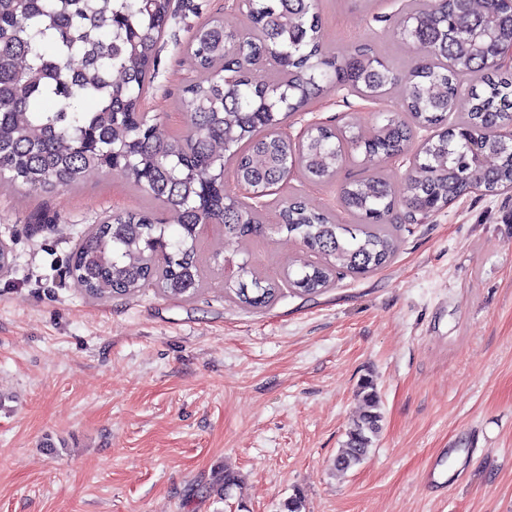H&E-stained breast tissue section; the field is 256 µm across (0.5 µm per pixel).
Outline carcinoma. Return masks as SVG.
I'll return each instance as SVG.
<instances>
[{
	"label": "carcinoma",
	"instance_id": "1",
	"mask_svg": "<svg viewBox=\"0 0 512 512\" xmlns=\"http://www.w3.org/2000/svg\"><path fill=\"white\" fill-rule=\"evenodd\" d=\"M322 3L249 0V37L222 18L198 25L187 48L203 78L183 90L184 132L161 140L144 94L177 12L174 0H0V189L54 193L90 170H115L180 228L168 236L169 225L148 207L104 215L69 260V273L90 297L153 286L169 299H192L206 285L198 241L199 228L210 225L229 243L287 233L302 246L288 264V287L320 293L335 278L363 276L392 259L396 206L413 221L468 192L512 191V146L501 136L512 123V71L496 62L512 44V0H408L392 34L400 47L423 51L417 63L397 62L374 42L347 54L329 49ZM266 62L272 77L253 83L251 68ZM476 71L485 74L483 88L448 123L457 85ZM336 81L366 101L399 85L401 103L368 133L345 121L314 124L299 139L285 134L288 114ZM422 127L432 134L418 141ZM410 149L414 172L399 197L379 167ZM357 152L372 173L337 188L348 224L292 195L279 201L278 223L265 224L224 186L227 169L250 199L270 195L295 173L331 184ZM224 293L262 309L281 288L245 260ZM357 396L364 412L336 457L338 472L360 464L382 430L372 377L361 379Z\"/></svg>",
	"mask_w": 512,
	"mask_h": 512
}]
</instances>
